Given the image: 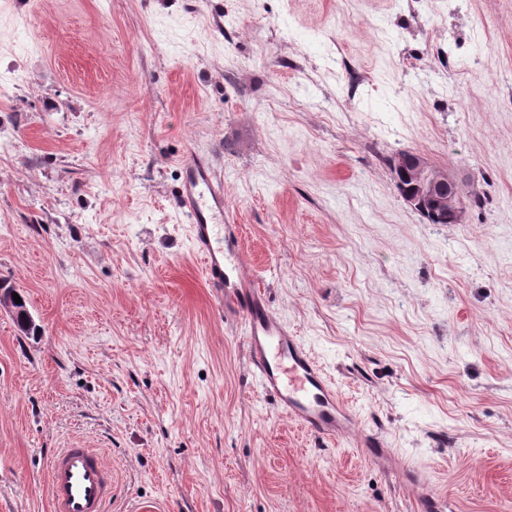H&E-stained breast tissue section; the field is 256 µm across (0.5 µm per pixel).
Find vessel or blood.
<instances>
[{
  "instance_id": "vessel-or-blood-1",
  "label": "vessel or blood",
  "mask_w": 512,
  "mask_h": 512,
  "mask_svg": "<svg viewBox=\"0 0 512 512\" xmlns=\"http://www.w3.org/2000/svg\"><path fill=\"white\" fill-rule=\"evenodd\" d=\"M176 205L207 288L225 313L241 320L259 388L278 410L320 439L350 435L357 419L298 336L279 320L245 268L251 262L239 225L224 211V180L211 160L187 152ZM52 512H105L112 471L90 448H66L48 469Z\"/></svg>"
}]
</instances>
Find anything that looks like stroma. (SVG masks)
I'll list each match as a JSON object with an SVG mask.
<instances>
[{
	"mask_svg": "<svg viewBox=\"0 0 512 512\" xmlns=\"http://www.w3.org/2000/svg\"><path fill=\"white\" fill-rule=\"evenodd\" d=\"M191 148L357 435L260 391L175 207ZM402 150L482 205L426 223ZM0 279L42 329L0 308V512H50L73 446L106 512H512V0H0ZM361 448L374 461L380 463L385 457L392 458L393 454L389 450L387 443L382 435L378 433H363ZM53 512H105L112 497V470L92 448H64L48 469Z\"/></svg>",
	"mask_w": 512,
	"mask_h": 512,
	"instance_id": "1",
	"label": "stroma"
}]
</instances>
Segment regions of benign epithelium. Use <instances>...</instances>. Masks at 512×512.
Segmentation results:
<instances>
[{"label": "benign epithelium", "instance_id": "benign-epithelium-1", "mask_svg": "<svg viewBox=\"0 0 512 512\" xmlns=\"http://www.w3.org/2000/svg\"><path fill=\"white\" fill-rule=\"evenodd\" d=\"M396 183L410 182L411 191L402 199L425 219L452 211L455 222L464 223L468 208L456 180L448 170L432 165L426 157L411 151L398 152L392 161Z\"/></svg>", "mask_w": 512, "mask_h": 512}]
</instances>
